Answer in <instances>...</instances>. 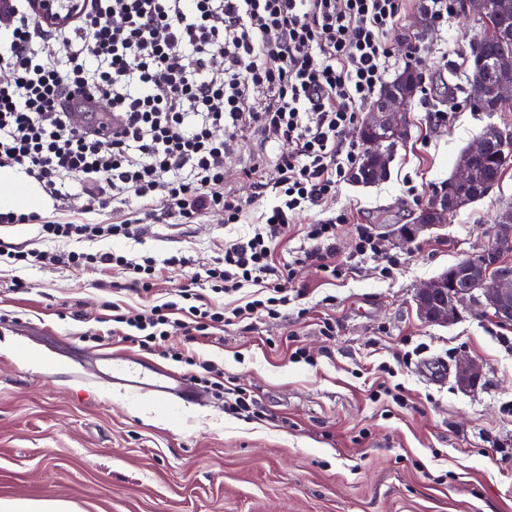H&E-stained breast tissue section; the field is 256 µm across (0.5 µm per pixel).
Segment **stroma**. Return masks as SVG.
<instances>
[{"label": "stroma", "instance_id": "stroma-1", "mask_svg": "<svg viewBox=\"0 0 512 512\" xmlns=\"http://www.w3.org/2000/svg\"><path fill=\"white\" fill-rule=\"evenodd\" d=\"M479 33L458 10L426 32L432 55L419 64L407 136L387 177L341 183L333 205L299 215L277 255L303 246L299 228L351 210L336 238L335 279L296 267L305 296L278 318H251L195 345L197 356L257 402L234 414L222 392L205 406L162 403L78 376L71 361L102 352L82 339L110 329L112 305L145 300L113 288L112 276L79 266L21 270L0 262V500L61 501L76 512H512V326L462 311L448 326L425 323L414 294L493 241L499 212L512 207V166L489 194L400 246L394 234L418 205L447 183L461 152L487 125L512 127V112L460 108ZM368 225L380 257L349 252ZM215 217L202 224H154L138 240L80 242V251L124 250L156 260L188 259L164 271L156 303L209 265L216 244L246 232ZM397 257L391 277L381 262ZM23 293L9 292L15 278ZM87 315L75 321L73 312ZM38 324L19 336L15 320ZM310 361H295L294 348ZM484 366L477 390L453 373L424 374L421 360Z\"/></svg>", "mask_w": 512, "mask_h": 512}]
</instances>
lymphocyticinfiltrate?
<instances>
[{
  "mask_svg": "<svg viewBox=\"0 0 512 512\" xmlns=\"http://www.w3.org/2000/svg\"><path fill=\"white\" fill-rule=\"evenodd\" d=\"M409 0H85L64 24L43 20L32 0H0V169L20 168L55 200L66 177L80 180L83 213L111 207L108 223L0 211V224H35L45 242L132 238L143 225L196 224L220 216L251 221L222 256L193 274L174 300L113 315L107 335L177 362L189 346L253 315L276 318L289 293L304 295L294 267L337 272L334 244L348 211L305 225L306 249L276 258L300 213L333 204L359 159L351 136L380 89L390 34ZM274 153L245 172L257 196L277 205L253 215L224 170L242 139ZM25 268L81 265L110 270L153 294V257L123 252L47 251L0 243V260ZM205 283L209 293L196 290ZM257 286L264 296L226 308L218 295ZM187 345L169 348L171 333Z\"/></svg>",
  "mask_w": 512,
  "mask_h": 512,
  "instance_id": "lymphocytic-infiltrate-1",
  "label": "lymphocytic infiltrate"
}]
</instances>
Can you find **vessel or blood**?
<instances>
[{
    "mask_svg": "<svg viewBox=\"0 0 512 512\" xmlns=\"http://www.w3.org/2000/svg\"><path fill=\"white\" fill-rule=\"evenodd\" d=\"M82 375L98 382L111 380L113 386L159 401L195 406L205 402L202 391L189 375L122 350L98 354L96 363L84 365Z\"/></svg>",
    "mask_w": 512,
    "mask_h": 512,
    "instance_id": "obj_1",
    "label": "vessel or blood"
}]
</instances>
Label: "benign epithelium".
I'll return each instance as SVG.
<instances>
[{"instance_id": "obj_1", "label": "benign epithelium", "mask_w": 512, "mask_h": 512, "mask_svg": "<svg viewBox=\"0 0 512 512\" xmlns=\"http://www.w3.org/2000/svg\"><path fill=\"white\" fill-rule=\"evenodd\" d=\"M36 10L47 20L63 22L80 8L79 0H34ZM484 34L472 44L475 58H481L483 46L500 37L497 27L486 25ZM421 76L411 74L397 78L385 87L376 109L366 119L370 128H382L397 137L403 128L404 112L399 90L408 87L417 90ZM452 186L434 191L428 198L423 215L414 224L401 227L396 236L401 243L413 242L418 234L428 228L448 223V214L456 209V200L451 196ZM497 246L487 248L467 258L461 264L460 277L463 287H449L448 273H443L418 288L415 295L417 313L421 319L436 325H450L460 316L461 310L478 305L502 325L512 323V269L503 268L498 259V250L512 238V209H506L498 217L495 227ZM483 365L476 359L461 358L455 364V380L462 390L474 391L483 378Z\"/></svg>"}]
</instances>
